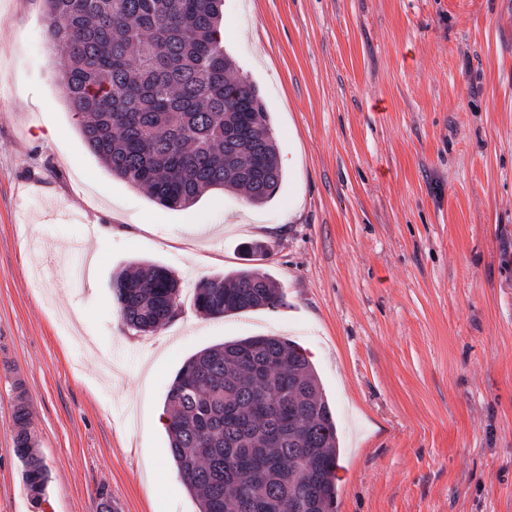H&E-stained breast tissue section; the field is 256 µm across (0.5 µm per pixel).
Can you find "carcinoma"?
I'll use <instances>...</instances> for the list:
<instances>
[{
  "label": "carcinoma",
  "instance_id": "obj_1",
  "mask_svg": "<svg viewBox=\"0 0 512 512\" xmlns=\"http://www.w3.org/2000/svg\"><path fill=\"white\" fill-rule=\"evenodd\" d=\"M46 37L66 48L61 84L90 152L112 175L185 209L205 192L243 190L263 204L282 182L259 90L224 52V0H44ZM179 282L144 265L112 280L128 328L176 316ZM284 305L268 272L246 266L197 285L194 307L223 316ZM171 455L200 512H335L337 427L302 349L251 336L188 359L166 397ZM14 453L27 494L46 500L24 393Z\"/></svg>",
  "mask_w": 512,
  "mask_h": 512
}]
</instances>
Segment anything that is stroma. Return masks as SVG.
<instances>
[{"mask_svg":"<svg viewBox=\"0 0 512 512\" xmlns=\"http://www.w3.org/2000/svg\"><path fill=\"white\" fill-rule=\"evenodd\" d=\"M46 24L43 0H0V512H98L102 487L117 512H196L156 420L188 356L263 334L317 370L336 512H512V0H224L283 173L260 206L212 190L171 210L112 176ZM256 242L284 306L200 315L195 286ZM141 261L181 281L146 334L112 301ZM20 388L39 507L13 449Z\"/></svg>","mask_w":512,"mask_h":512,"instance_id":"35a3bbf8","label":"stroma"}]
</instances>
